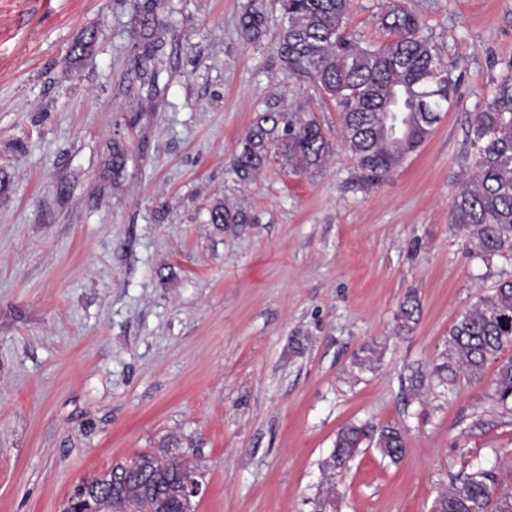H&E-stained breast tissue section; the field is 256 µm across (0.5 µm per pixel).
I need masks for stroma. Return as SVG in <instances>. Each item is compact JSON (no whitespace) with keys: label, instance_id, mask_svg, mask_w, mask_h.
<instances>
[{"label":"stroma","instance_id":"obj_1","mask_svg":"<svg viewBox=\"0 0 512 512\" xmlns=\"http://www.w3.org/2000/svg\"><path fill=\"white\" fill-rule=\"evenodd\" d=\"M249 3L0 0V512H61L167 440L204 474L194 512H434L480 468L512 494L497 362L478 380L435 372L453 324L512 278V255L450 217L470 125L512 83V0H352L367 42L383 12L417 13L458 79L429 139L369 189L335 102L284 71L274 0L253 39ZM268 112L314 114L320 170L274 143L236 173ZM218 206L247 223H211ZM351 424L397 425L402 460L369 438L333 466ZM265 17L260 7L252 3L243 13L240 21L241 29L247 37H255L261 33Z\"/></svg>","mask_w":512,"mask_h":512}]
</instances>
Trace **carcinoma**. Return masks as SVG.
I'll list each match as a JSON object with an SVG mask.
<instances>
[{"instance_id":"carcinoma-1","label":"carcinoma","mask_w":512,"mask_h":512,"mask_svg":"<svg viewBox=\"0 0 512 512\" xmlns=\"http://www.w3.org/2000/svg\"><path fill=\"white\" fill-rule=\"evenodd\" d=\"M351 0H281L286 27L276 51L289 73L310 79L342 115V144L363 187L381 183L404 159L418 150L453 102V71L438 48L420 35L419 15L395 7L383 15L381 28L390 37L379 44L363 43L346 29ZM265 17L250 5L240 21L243 33H261ZM471 141L476 167L454 199L451 220L459 224L486 252L512 253V84L498 87L484 112L474 118ZM277 142L298 168L323 165L329 144L317 122L297 118L284 124L266 115L247 133L234 158L237 172L248 174L264 161L269 143ZM213 224H244L240 211L217 207ZM512 347V279L501 281L450 330L448 351L454 363L437 368L445 380L456 371L472 378ZM493 385L498 397L512 400V359L502 362ZM365 429L351 426L336 441L333 463L353 456ZM376 447L399 461L405 451L400 430L380 428ZM196 469L184 457L163 446L119 463L97 477L87 497L98 512H193L182 476ZM436 512H512V495L496 493L492 473L478 470L441 494Z\"/></svg>"}]
</instances>
